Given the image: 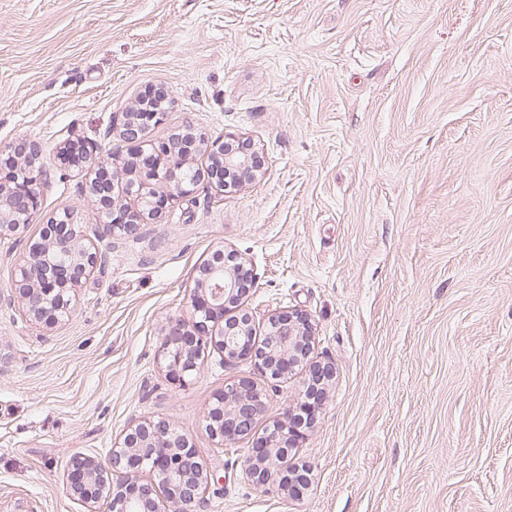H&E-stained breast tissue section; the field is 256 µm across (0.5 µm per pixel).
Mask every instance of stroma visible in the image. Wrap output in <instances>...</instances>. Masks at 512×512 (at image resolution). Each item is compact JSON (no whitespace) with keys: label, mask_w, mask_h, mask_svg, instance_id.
Instances as JSON below:
<instances>
[{"label":"stroma","mask_w":512,"mask_h":512,"mask_svg":"<svg viewBox=\"0 0 512 512\" xmlns=\"http://www.w3.org/2000/svg\"><path fill=\"white\" fill-rule=\"evenodd\" d=\"M161 84L149 140L234 132L263 176L115 239L63 326L0 306V512H82L68 460L105 456L138 415L219 477L205 512H512V0H0V145L35 140L53 166L30 237L64 210L95 236L56 147L106 157L113 118ZM220 243L258 275L249 307L308 314L334 370L296 441L298 497L243 464L301 374L269 384L213 354L180 388L156 364ZM241 378L271 402L222 448L203 412Z\"/></svg>","instance_id":"1"}]
</instances>
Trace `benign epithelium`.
<instances>
[{"instance_id": "obj_1", "label": "benign epithelium", "mask_w": 512, "mask_h": 512, "mask_svg": "<svg viewBox=\"0 0 512 512\" xmlns=\"http://www.w3.org/2000/svg\"><path fill=\"white\" fill-rule=\"evenodd\" d=\"M173 100L159 88L148 92L134 111L121 113L106 132L111 150L136 143L130 156L116 164L97 162L92 150L66 141L56 157L81 177L82 192L93 202L102 220L101 237H123L136 232L162 214L171 201L193 195L201 185L222 194L236 188L240 179L257 175L255 156L238 149L234 133L212 137L191 126L175 134L166 159L160 160L145 140L150 125L161 121ZM207 155L205 169L189 165L192 155ZM0 240L24 244L25 256L15 270L14 291L0 292V304L17 301L31 323L53 328L72 316L87 279L108 264V252L92 242L77 216L64 211L50 217L47 230L37 239L28 229L39 210L41 189L48 170L43 150L35 141L21 140L0 146ZM125 185L136 208L129 210L113 195L116 182ZM193 313L189 320L170 321L164 329L156 362L180 387L199 374L207 356L214 353L232 365L249 358L270 380H281L307 369L300 402L278 420L251 448L244 474L256 485L272 473L285 470L281 489L288 495L306 486L309 468L292 463L291 452L299 429L313 426L323 405L332 367L312 360L314 327L297 309H274L264 314L262 340L253 336L257 317L245 307L257 274L233 249L220 245L191 271ZM266 391L249 380L224 386L204 411L205 429L221 447L248 435L254 421L267 409ZM217 481L189 439L168 420L150 416L132 419L112 439L105 457L73 456L65 473L66 493L83 512H97L107 501L111 512H162L161 496L182 504L188 512H201L212 484Z\"/></svg>"}]
</instances>
